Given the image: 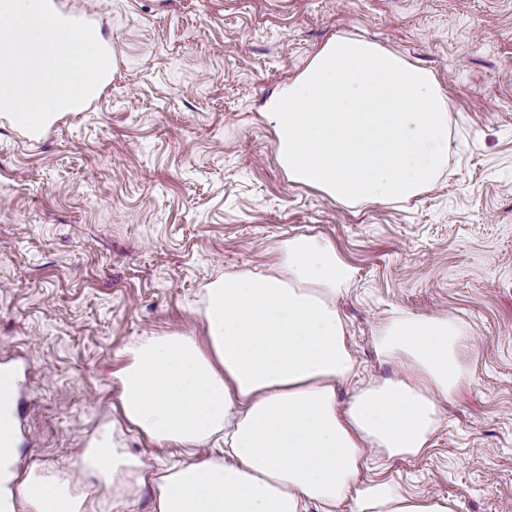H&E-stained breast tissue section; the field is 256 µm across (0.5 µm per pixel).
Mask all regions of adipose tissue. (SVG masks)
<instances>
[{
	"mask_svg": "<svg viewBox=\"0 0 512 512\" xmlns=\"http://www.w3.org/2000/svg\"><path fill=\"white\" fill-rule=\"evenodd\" d=\"M289 180L344 207L410 200L448 166V100L434 75L376 42L339 35L265 106ZM353 267L326 237L279 241L264 272L225 273L203 288L201 335L168 332L127 344L117 372L120 411L148 442L190 451L224 436L219 460L151 475L102 427L75 466L92 486L136 497L153 484V512H455L449 499L360 482L366 449L420 456L469 374L467 331L448 315L398 314L380 329V360L396 378L358 382L338 301ZM355 390L347 403L339 385ZM66 474L33 468L19 486L30 512H112L73 495Z\"/></svg>",
	"mask_w": 512,
	"mask_h": 512,
	"instance_id": "adipose-tissue-1",
	"label": "adipose tissue"
}]
</instances>
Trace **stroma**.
Masks as SVG:
<instances>
[{
	"mask_svg": "<svg viewBox=\"0 0 512 512\" xmlns=\"http://www.w3.org/2000/svg\"><path fill=\"white\" fill-rule=\"evenodd\" d=\"M116 57L112 89L38 138L0 121V364L23 369L12 471L65 469L118 419L122 349L200 332L203 286L300 232L354 267L340 300L364 378L393 312L447 314L470 381L427 451L361 480L512 512V0H62ZM433 72L448 169L406 203L343 208L289 181L265 102L330 38Z\"/></svg>",
	"mask_w": 512,
	"mask_h": 512,
	"instance_id": "obj_1",
	"label": "stroma"
}]
</instances>
